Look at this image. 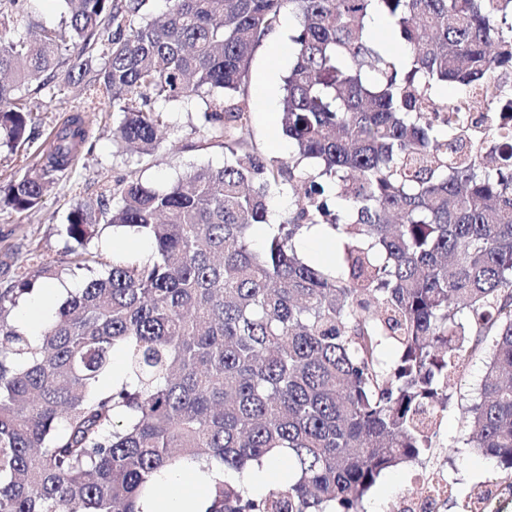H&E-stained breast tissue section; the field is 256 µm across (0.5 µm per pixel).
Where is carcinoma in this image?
<instances>
[{
  "label": "carcinoma",
  "mask_w": 512,
  "mask_h": 512,
  "mask_svg": "<svg viewBox=\"0 0 512 512\" xmlns=\"http://www.w3.org/2000/svg\"><path fill=\"white\" fill-rule=\"evenodd\" d=\"M32 2L0 0V149L41 124L29 96L73 85L85 100L1 205L40 204L103 101L113 142L141 154L167 128L159 102L199 106L225 158L77 202L63 232L89 276L37 337L14 310L62 270L23 265L0 288V512H142L185 461L224 472L206 512H364L384 471L440 447L450 382L486 343L467 444L512 474V0H166L159 17L153 0H60L59 21L24 24ZM287 5L293 154L274 163L244 138L242 94ZM448 82L484 110L457 120ZM297 177L271 223L272 190ZM314 226L336 239L334 270L300 254ZM108 227L150 253H104ZM116 354L125 378L109 384ZM266 460L288 482L230 478Z\"/></svg>",
  "instance_id": "carcinoma-1"
}]
</instances>
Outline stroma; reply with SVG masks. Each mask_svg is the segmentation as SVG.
<instances>
[{"mask_svg":"<svg viewBox=\"0 0 512 512\" xmlns=\"http://www.w3.org/2000/svg\"><path fill=\"white\" fill-rule=\"evenodd\" d=\"M297 24L294 13L288 10L281 13L276 39H265L253 54L245 87L244 99L250 110L247 141L253 151L272 160H288L293 147L282 132L278 112L268 111L265 106L260 74L273 64L277 67V78L287 75L289 56L284 51L274 52L273 42L287 40ZM38 100L43 107V124L22 155L0 153V186L38 164L50 132L82 106L84 94L74 87L61 90L51 86L41 92ZM167 110L169 126L159 147L148 156L122 152L113 146L109 105H100L97 111L86 113L94 141L92 152L81 155L70 173L55 180L38 207L24 212L0 210V285L13 277L18 266L35 264L42 257L67 264L63 226L68 213L73 204L96 195L103 186L131 177L165 186L191 169L223 163L224 147L204 142L199 111L173 104ZM486 361L482 353L467 358L459 377L454 379L451 385L454 403L441 419L440 448L434 449L422 463L384 472L364 504L365 512H398L403 500L419 496L425 478L446 480L454 497L461 500L474 486L501 477L496 460L466 445L462 431L463 412L478 396Z\"/></svg>","mask_w":512,"mask_h":512,"instance_id":"1","label":"stroma"}]
</instances>
